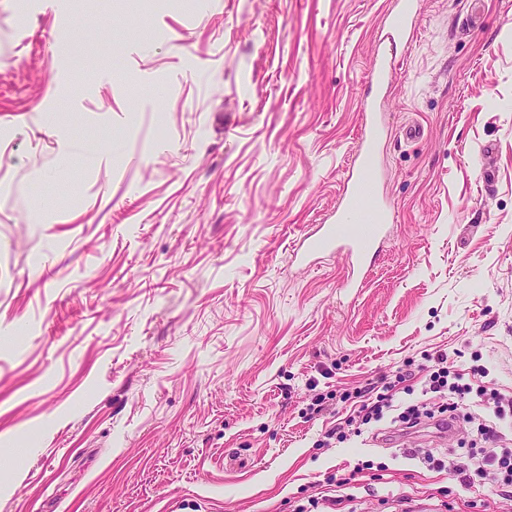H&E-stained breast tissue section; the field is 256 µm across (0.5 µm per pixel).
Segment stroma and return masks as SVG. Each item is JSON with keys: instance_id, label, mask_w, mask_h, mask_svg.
Returning a JSON list of instances; mask_svg holds the SVG:
<instances>
[{"instance_id": "stroma-1", "label": "stroma", "mask_w": 512, "mask_h": 512, "mask_svg": "<svg viewBox=\"0 0 512 512\" xmlns=\"http://www.w3.org/2000/svg\"><path fill=\"white\" fill-rule=\"evenodd\" d=\"M393 5L0 0V512H512L426 461L476 422L325 437L406 366L393 399H420L435 350L512 397V0H417L363 287L290 261L341 200Z\"/></svg>"}]
</instances>
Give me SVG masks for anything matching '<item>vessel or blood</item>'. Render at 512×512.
<instances>
[{
    "instance_id": "obj_1",
    "label": "vessel or blood",
    "mask_w": 512,
    "mask_h": 512,
    "mask_svg": "<svg viewBox=\"0 0 512 512\" xmlns=\"http://www.w3.org/2000/svg\"><path fill=\"white\" fill-rule=\"evenodd\" d=\"M383 26L385 38L369 73L371 92L363 99L365 119L361 144L344 181L341 201L327 222L317 225L294 253L295 262L304 267L325 257L344 254L350 266L344 286L350 291L362 287L378 246L393 221V207L378 185L375 159L386 125L378 110L376 93L389 83L398 42L409 39L418 26L415 0H399L397 8L385 15Z\"/></svg>"
}]
</instances>
